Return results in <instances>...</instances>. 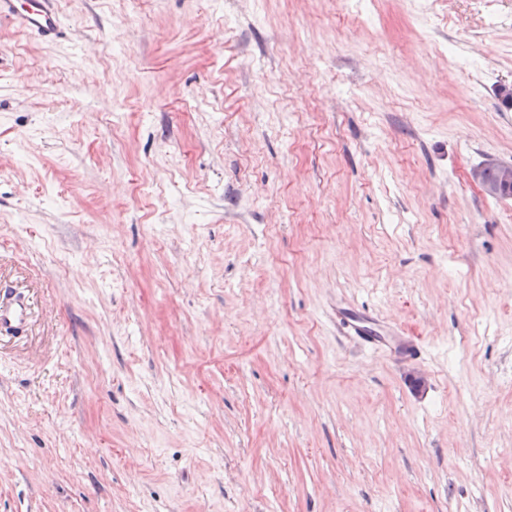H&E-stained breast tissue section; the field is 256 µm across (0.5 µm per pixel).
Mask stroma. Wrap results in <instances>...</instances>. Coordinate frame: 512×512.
<instances>
[{
	"mask_svg": "<svg viewBox=\"0 0 512 512\" xmlns=\"http://www.w3.org/2000/svg\"><path fill=\"white\" fill-rule=\"evenodd\" d=\"M57 9L0 21V512H512V0ZM2 19L45 39L55 38L61 24L56 0H0ZM498 169V181L490 186L484 181L482 169H477L473 172L474 179L483 187L486 193L489 189L497 192L496 194L504 197L512 196V164L499 163L495 164ZM493 165L486 167V175L489 180H494L496 177V168Z\"/></svg>",
	"mask_w": 512,
	"mask_h": 512,
	"instance_id": "obj_1",
	"label": "stroma"
}]
</instances>
